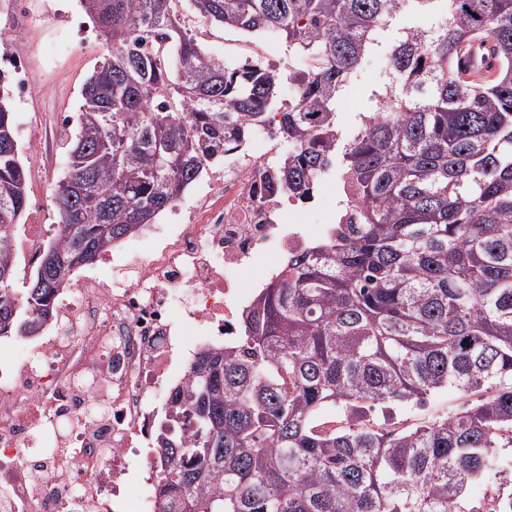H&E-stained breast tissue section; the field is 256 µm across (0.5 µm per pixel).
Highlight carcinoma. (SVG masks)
<instances>
[{
	"mask_svg": "<svg viewBox=\"0 0 512 512\" xmlns=\"http://www.w3.org/2000/svg\"><path fill=\"white\" fill-rule=\"evenodd\" d=\"M80 2L107 56L82 87L54 189L62 239L20 295L9 230L27 209L28 169L0 69V336L40 335L71 271L278 116L297 151L269 191L309 200L333 173L344 221L288 256L239 336L202 352L171 396L153 438L163 512H512V458L500 456L512 448V0ZM181 2L284 41L307 68L213 58ZM406 8L430 23L389 44L378 109L345 140L336 99ZM461 42L491 46L492 78L455 74ZM448 386L477 399L419 425L376 417Z\"/></svg>",
	"mask_w": 512,
	"mask_h": 512,
	"instance_id": "obj_1",
	"label": "carcinoma"
}]
</instances>
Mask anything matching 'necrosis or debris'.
Wrapping results in <instances>:
<instances>
[{
    "label": "necrosis or debris",
    "instance_id": "necrosis-or-debris-1",
    "mask_svg": "<svg viewBox=\"0 0 512 512\" xmlns=\"http://www.w3.org/2000/svg\"><path fill=\"white\" fill-rule=\"evenodd\" d=\"M288 140L270 121L186 211L107 254L111 286L83 277L61 297L49 342L0 357V512H162L151 446L199 352L237 335L260 288L239 274L313 242L295 201L266 177Z\"/></svg>",
    "mask_w": 512,
    "mask_h": 512
}]
</instances>
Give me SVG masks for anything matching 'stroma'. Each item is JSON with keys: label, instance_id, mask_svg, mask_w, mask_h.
I'll return each mask as SVG.
<instances>
[{"label": "stroma", "instance_id": "stroma-1", "mask_svg": "<svg viewBox=\"0 0 512 512\" xmlns=\"http://www.w3.org/2000/svg\"><path fill=\"white\" fill-rule=\"evenodd\" d=\"M190 27L211 55L237 63L241 54L268 57L270 63L288 62L285 43L269 36L246 35L201 20ZM0 33L21 47L28 85L13 100L16 141L29 171L25 223L57 221L53 189L67 171L68 141L77 126L81 89L106 52V45L79 0H11L0 9ZM388 75L387 54L377 49L362 63L356 78L336 101L344 134H351L360 116L376 109L375 91ZM468 401L455 389H443L425 405L398 410L400 423H421L457 412Z\"/></svg>", "mask_w": 512, "mask_h": 512}]
</instances>
